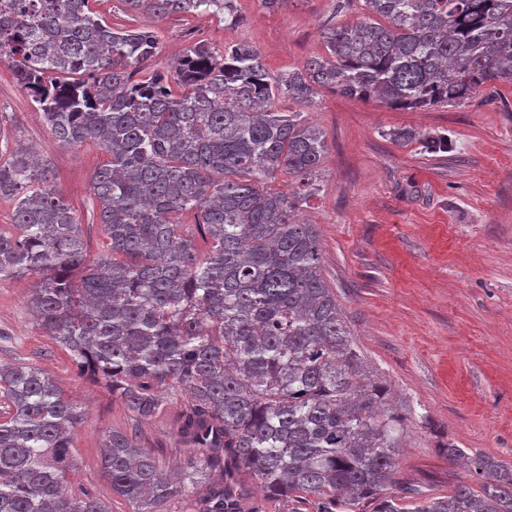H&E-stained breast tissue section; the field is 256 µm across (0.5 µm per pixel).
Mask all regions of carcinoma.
Returning a JSON list of instances; mask_svg holds the SVG:
<instances>
[{
  "label": "carcinoma",
  "mask_w": 512,
  "mask_h": 512,
  "mask_svg": "<svg viewBox=\"0 0 512 512\" xmlns=\"http://www.w3.org/2000/svg\"><path fill=\"white\" fill-rule=\"evenodd\" d=\"M96 0H0V62L56 141L107 160L90 185L104 252L86 264L82 224L51 163L0 126V280L34 275L29 308L81 372L138 420L182 396L190 456L172 480L133 433L103 441L112 494L161 512L189 486L202 512H243L238 475L311 512H512V464L450 444L481 490L405 500L389 491L403 423L374 382L323 278L319 232L298 218L318 191L325 132L284 99L319 89L395 109L466 104L512 84V0H343L325 51L272 74L248 44L189 45L175 76L151 68L149 26L119 28ZM158 18L243 22L236 0H124ZM288 175V191L270 187ZM192 214L195 223L182 217ZM209 241L202 254L196 236ZM0 512H109L66 489L83 411L43 371L0 367ZM372 503L366 510L364 503Z\"/></svg>",
  "instance_id": "cac0c4a2"
}]
</instances>
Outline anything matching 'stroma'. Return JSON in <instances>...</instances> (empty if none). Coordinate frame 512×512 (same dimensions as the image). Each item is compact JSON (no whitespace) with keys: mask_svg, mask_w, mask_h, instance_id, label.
Here are the masks:
<instances>
[{"mask_svg":"<svg viewBox=\"0 0 512 512\" xmlns=\"http://www.w3.org/2000/svg\"><path fill=\"white\" fill-rule=\"evenodd\" d=\"M237 7L247 18L240 28L208 15L138 14L123 0L96 4L107 22L154 28L160 51L153 67L168 74L193 37L218 48L248 42L269 71L281 72L323 52L328 20L358 19L339 11L337 0H283L273 8L237 0ZM304 116L325 132L328 152L320 190L303 215L318 228L322 273L352 340L405 422L396 479L438 494L475 484L440 447L450 442L512 463V86L493 95L480 90L461 107L415 110L323 89ZM0 121L15 143L34 147L56 170V187L83 226L86 257L95 261L103 233L90 176L104 153L90 143H58L1 63ZM400 127L416 140H392L390 130ZM433 134L447 135V151L422 150L421 138ZM32 281L0 282V363L42 369L85 406L67 488L101 498L110 512H133L100 468L101 441L112 431H136L162 470H172L188 455L176 437L182 399L166 394L161 413L135 421L37 327L28 308Z\"/></svg>","mask_w":512,"mask_h":512,"instance_id":"obj_1","label":"stroma"}]
</instances>
